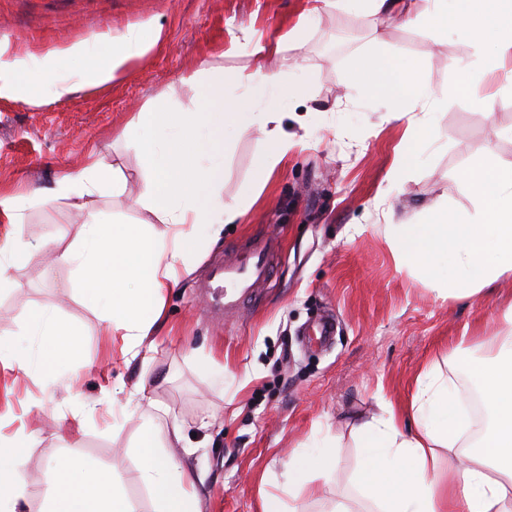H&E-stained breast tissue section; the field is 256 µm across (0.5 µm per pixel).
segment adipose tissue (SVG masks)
<instances>
[{"instance_id": "obj_1", "label": "adipose tissue", "mask_w": 512, "mask_h": 512, "mask_svg": "<svg viewBox=\"0 0 512 512\" xmlns=\"http://www.w3.org/2000/svg\"><path fill=\"white\" fill-rule=\"evenodd\" d=\"M364 2L362 16L370 21L396 16L409 24L448 29L478 54L493 52L500 63L512 59V0H427V8L417 14L412 13L410 0ZM161 36L157 27L148 36L132 28L115 39L100 38L96 54L76 80L61 70L55 56L9 58L0 49V98L32 107L42 106L48 98L67 99L78 85L114 79ZM299 37L295 30L270 40L250 29L232 36L233 45L242 46L253 59L251 70L237 77L245 94L234 102H225L223 87L215 83L205 89L204 102L196 110L163 111L147 105L137 112L125 138L140 159L135 203L155 214L159 227L108 226L90 214L79 242L56 253V263L81 271L89 301L113 332L121 334L123 354L149 336L165 289L196 251L198 240L187 233V226L208 225L214 243L223 226L239 223L246 213L243 202L224 197V154L216 147L218 136L228 128L237 134L259 133L266 149L254 166L263 180L293 148L294 136L283 121L300 92L282 83L269 62ZM351 87L398 102L430 95L419 65H408L399 74L379 56L360 59ZM461 178L477 196L478 210L452 218L446 209L436 207L434 223L409 228L398 249L429 271L438 256L451 257V265L438 278L449 295L468 298L512 272V172L502 173L497 156L488 152L465 168ZM125 188L118 170L95 161L63 174L42 194L0 193V222L6 226L0 235V288L10 285L9 269L36 249L17 231L29 208L59 200L78 207L85 198L107 190L118 195ZM146 307L154 308V315L144 316ZM503 318L508 330L483 337L481 345L488 355L470 363L489 427L487 437L478 440L477 451L460 450L471 420L447 377L438 373L420 378L411 425H402L391 407L357 425L363 463L355 487L378 512H512V307ZM31 440L22 428L13 436H0V512H27L29 487L22 468L23 450ZM444 450L449 453L445 459L440 456ZM136 455L139 477L152 495L155 512H199L188 472L167 451L154 423L144 426ZM335 470L331 449L291 455L279 493L262 494L261 512H285L284 495L329 480ZM52 471L47 512H136L110 472L63 456L54 457Z\"/></svg>"}]
</instances>
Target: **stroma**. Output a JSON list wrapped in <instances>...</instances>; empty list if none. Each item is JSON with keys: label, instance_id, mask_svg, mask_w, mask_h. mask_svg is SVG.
I'll use <instances>...</instances> for the list:
<instances>
[{"label": "stroma", "instance_id": "obj_1", "mask_svg": "<svg viewBox=\"0 0 512 512\" xmlns=\"http://www.w3.org/2000/svg\"><path fill=\"white\" fill-rule=\"evenodd\" d=\"M307 0H0V47L7 56L56 53L65 71L92 46L128 27L161 28L162 38L108 83L83 86L69 99L33 108L0 98V191L30 195L55 186L68 170L101 160L127 178L124 194L87 199V211L107 224L154 222L134 203L139 159L121 137L134 112L148 103L189 110L202 90L190 77L236 82L251 66L233 48L229 26H254L265 35L291 30ZM355 4L321 13L307 24L297 48L303 68L281 67V78L305 90L293 109L306 128L286 119L299 144L258 184L253 161L260 134H225L224 196L249 202L240 224L207 243L205 225L193 233L205 245L167 290L149 345L135 358L120 355L85 297L79 270L52 263L46 251L13 266V287L0 290V340L13 342L34 367L22 372L0 363V416L22 420L36 435L25 450L23 475L29 512H44L52 485V455L74 456L111 470L138 512H153L136 470L133 448L150 412L166 407L183 440L172 453L190 472L200 512H260L261 492L276 493L291 451L336 450L338 465L319 498L290 501L294 512H330L354 493L362 464L355 427L379 417L383 404L413 412L418 377L439 369L468 397L476 381L468 370L481 357L480 337L505 329L512 306V273L492 290L457 299L394 244L413 224H428L434 207L474 212L478 200L459 173L486 151L512 169V81L492 69L469 93L457 90L462 64L473 61L466 41L423 24L381 21L369 27ZM394 69L421 64L429 98L403 103L417 123L389 119L392 103L347 93L364 55ZM492 96L491 109L477 106ZM400 172H393L395 160ZM19 232L25 240L76 244L82 220L66 201L29 209ZM278 239L273 287H259L238 311L215 313L201 286L227 252L259 236ZM58 312L81 334L58 372L36 369L50 339L31 335V318ZM336 334L323 345L303 330L326 314Z\"/></svg>", "mask_w": 512, "mask_h": 512}]
</instances>
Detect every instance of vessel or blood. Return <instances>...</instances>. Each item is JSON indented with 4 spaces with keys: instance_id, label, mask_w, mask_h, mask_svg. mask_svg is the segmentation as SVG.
I'll list each match as a JSON object with an SVG mask.
<instances>
[{
    "instance_id": "b4317fda",
    "label": "vessel or blood",
    "mask_w": 512,
    "mask_h": 512,
    "mask_svg": "<svg viewBox=\"0 0 512 512\" xmlns=\"http://www.w3.org/2000/svg\"><path fill=\"white\" fill-rule=\"evenodd\" d=\"M275 250L273 241L262 240L225 261L217 282L224 296L225 311L238 309L250 299L255 288L270 280Z\"/></svg>"
}]
</instances>
